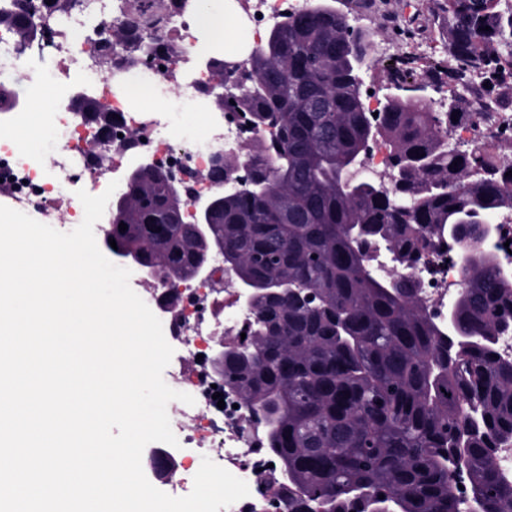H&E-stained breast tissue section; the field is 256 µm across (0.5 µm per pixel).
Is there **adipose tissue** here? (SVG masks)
<instances>
[{"instance_id":"ef3b65f1","label":"adipose tissue","mask_w":512,"mask_h":512,"mask_svg":"<svg viewBox=\"0 0 512 512\" xmlns=\"http://www.w3.org/2000/svg\"><path fill=\"white\" fill-rule=\"evenodd\" d=\"M192 24L199 36V54L206 55L216 50L231 59L242 56L238 37L241 19L232 0H209L207 5L195 11Z\"/></svg>"}]
</instances>
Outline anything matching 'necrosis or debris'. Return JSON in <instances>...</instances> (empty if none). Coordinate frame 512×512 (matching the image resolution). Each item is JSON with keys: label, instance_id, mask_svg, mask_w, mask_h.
I'll use <instances>...</instances> for the list:
<instances>
[{"label": "necrosis or debris", "instance_id": "obj_1", "mask_svg": "<svg viewBox=\"0 0 512 512\" xmlns=\"http://www.w3.org/2000/svg\"><path fill=\"white\" fill-rule=\"evenodd\" d=\"M306 0H253L252 33L261 37L269 28L288 15L305 9ZM103 24L119 21L131 28L151 26L161 42L177 41L176 55L159 56L151 69L156 96L169 99L174 111L200 103L199 92H175L170 72L194 70L196 42L185 10L174 8L170 0H153L148 12L138 11L135 0H79L63 12L34 48H25L15 34L0 28V74L29 72L34 85L66 83L71 73L83 76V83L117 122L113 133L131 136V153L153 157L159 170L177 182L189 184L192 193L212 191L214 185L205 173L214 153H236L253 142L257 133L236 113H221L208 125L207 137L180 147L172 142V133L162 113L131 112L117 104L113 77L101 75V49L75 52L73 37L83 32L89 16ZM49 133L44 153L49 166L32 160L8 141L0 140V184L9 188L12 200L28 210L47 215L59 204H66V221L81 223L83 206L77 190L91 195L102 194L107 186L104 166L93 164L91 154L105 153L94 124L84 122L71 112L66 103L49 102ZM458 141L475 143L498 153L504 142L512 141V113L493 112L479 119L462 117L454 127ZM210 281L200 284L194 279L171 285L150 281L144 290L145 300L164 317L172 339L183 352L182 363L171 367L168 383L174 390L191 394L194 405L171 402L170 413L180 447L156 446L151 459L162 463L170 480L187 487L193 477L191 449L204 448L209 458L243 479L249 496L229 506L226 512H266L274 479L277 475L265 440V427L259 416L240 402L233 393L214 399L215 386L224 379L211 364V348L219 341L237 342L247 332L251 313L238 306L235 287L224 274V259L213 255L209 260ZM411 272L420 283L419 302L435 324L448 323V303L467 283V270L456 247L434 243L432 250Z\"/></svg>", "mask_w": 512, "mask_h": 512}]
</instances>
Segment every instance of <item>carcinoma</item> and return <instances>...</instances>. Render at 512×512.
Listing matches in <instances>:
<instances>
[{
  "label": "carcinoma",
  "instance_id": "cac0c4a2",
  "mask_svg": "<svg viewBox=\"0 0 512 512\" xmlns=\"http://www.w3.org/2000/svg\"><path fill=\"white\" fill-rule=\"evenodd\" d=\"M433 4L447 19L448 79L488 84L485 107L512 112L501 92L512 88V5ZM0 26L21 40L35 28L2 8ZM349 26L317 0L274 26L241 73L211 58L233 81V102L216 108L233 107L261 133L247 147L253 186L224 194L212 217L224 262L258 286L246 349L218 370L293 474L276 491L283 512H377L388 501L393 512H459L453 468L480 512H512V477L496 459L512 444V360L496 350L512 334V279L485 233L490 215L512 211V166L451 143L463 97L435 110L408 83L370 119L357 74L365 48ZM136 41L145 57L157 51L155 37L112 32L114 44ZM379 137L391 162L385 190L357 177ZM206 177L222 185L231 159ZM127 192L112 209V254L148 261L162 281L193 277L213 248L191 235L167 180L144 170ZM434 238L457 245L468 272L451 343L419 305L417 280L372 264L383 248L410 268ZM274 282L296 293L269 291Z\"/></svg>",
  "mask_w": 512,
  "mask_h": 512
}]
</instances>
